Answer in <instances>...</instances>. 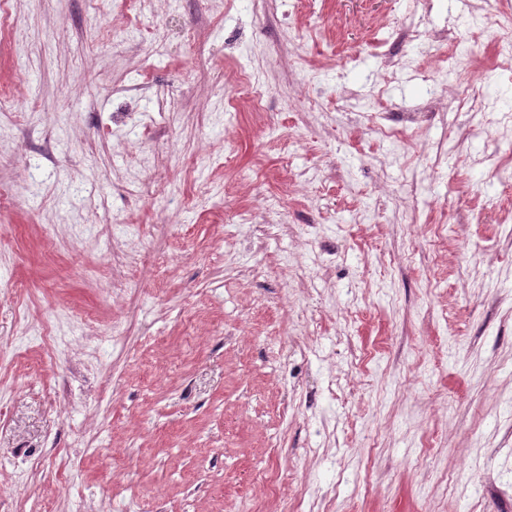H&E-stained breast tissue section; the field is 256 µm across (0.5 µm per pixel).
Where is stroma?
<instances>
[{
	"instance_id": "35a3bbf8",
	"label": "stroma",
	"mask_w": 512,
	"mask_h": 512,
	"mask_svg": "<svg viewBox=\"0 0 512 512\" xmlns=\"http://www.w3.org/2000/svg\"><path fill=\"white\" fill-rule=\"evenodd\" d=\"M495 8L0 0V512H512Z\"/></svg>"
}]
</instances>
